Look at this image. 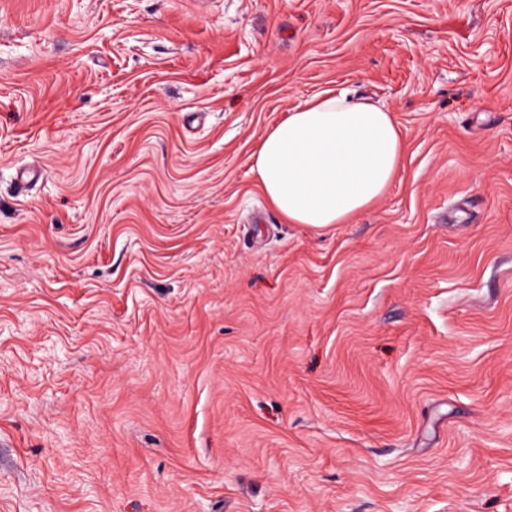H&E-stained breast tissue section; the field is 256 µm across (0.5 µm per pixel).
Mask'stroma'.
I'll use <instances>...</instances> for the list:
<instances>
[{
    "instance_id": "stroma-1",
    "label": "stroma",
    "mask_w": 512,
    "mask_h": 512,
    "mask_svg": "<svg viewBox=\"0 0 512 512\" xmlns=\"http://www.w3.org/2000/svg\"><path fill=\"white\" fill-rule=\"evenodd\" d=\"M326 91L406 161L321 231ZM0 512H512V0H0ZM403 160L391 112L324 92L264 132L251 170L288 223L325 230L379 201Z\"/></svg>"
}]
</instances>
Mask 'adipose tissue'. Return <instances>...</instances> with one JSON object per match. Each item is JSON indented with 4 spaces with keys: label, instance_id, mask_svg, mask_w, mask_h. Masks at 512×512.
<instances>
[{
    "label": "adipose tissue",
    "instance_id": "obj_1",
    "mask_svg": "<svg viewBox=\"0 0 512 512\" xmlns=\"http://www.w3.org/2000/svg\"><path fill=\"white\" fill-rule=\"evenodd\" d=\"M403 160L391 112L324 92L264 132L251 170L288 223L325 230L379 201Z\"/></svg>",
    "mask_w": 512,
    "mask_h": 512
}]
</instances>
